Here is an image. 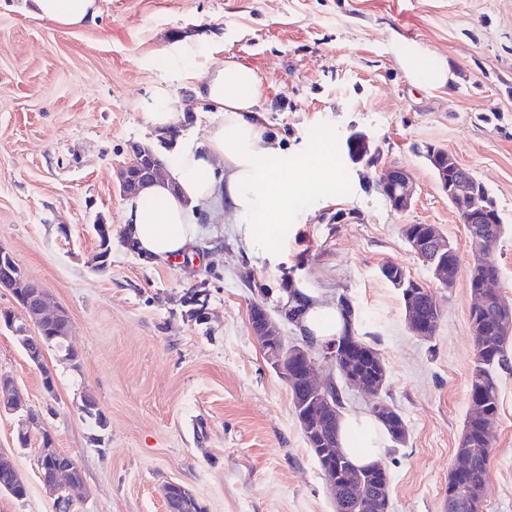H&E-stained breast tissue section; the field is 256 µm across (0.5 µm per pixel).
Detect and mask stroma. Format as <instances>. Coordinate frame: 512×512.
Listing matches in <instances>:
<instances>
[{
	"instance_id": "1",
	"label": "stroma",
	"mask_w": 512,
	"mask_h": 512,
	"mask_svg": "<svg viewBox=\"0 0 512 512\" xmlns=\"http://www.w3.org/2000/svg\"><path fill=\"white\" fill-rule=\"evenodd\" d=\"M187 37L209 63L232 58L264 74L263 124L289 154L334 147L336 196L298 208L282 263L248 251L217 209L201 213L186 260L149 264L129 244L119 167L134 144L172 154L170 136L142 116L141 96L168 87L186 115L183 136L203 138L214 119L171 74ZM414 46L444 59L453 80L415 84L399 60ZM356 133L376 166L350 157ZM428 144L452 153L495 201L508 228L491 255L496 288L512 302V0H103L94 23L74 30L32 17L24 0H0V248L68 312L78 353L72 366L47 351V393L0 325V375L44 423L21 449L19 414L0 412V450L27 485L21 499L0 492V512H58L38 474L45 431L82 470L69 512H164L170 482L206 512H334L288 385L249 324L263 308L286 342L301 343L280 314L293 284L328 303L351 296L385 362V399L408 428L383 459L391 512H448L475 360L473 299L467 231L418 154ZM393 165L416 184L403 212L378 187ZM99 222L112 228L101 269ZM409 224L435 225L454 244L453 288L410 251ZM389 261L432 291L441 309L433 338L409 330L401 294L380 272ZM193 290L204 303L197 316L186 301ZM497 378L483 512H512V369ZM87 394L105 428L80 412Z\"/></svg>"
}]
</instances>
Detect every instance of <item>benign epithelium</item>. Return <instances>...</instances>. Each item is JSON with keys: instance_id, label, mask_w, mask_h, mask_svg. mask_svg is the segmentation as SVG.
<instances>
[{"instance_id": "1", "label": "benign epithelium", "mask_w": 512, "mask_h": 512, "mask_svg": "<svg viewBox=\"0 0 512 512\" xmlns=\"http://www.w3.org/2000/svg\"><path fill=\"white\" fill-rule=\"evenodd\" d=\"M454 169V181H448V169L439 171V182L446 188L448 201L453 206L459 207V212L464 214L463 223L483 224L488 217L489 207L480 204L468 205L466 200L477 198L478 183L469 169L458 163L453 157H448ZM164 168V163L159 160L149 148L135 145L131 147L127 160L120 165L119 179L123 195L129 196L138 193L145 185L154 181ZM379 189L386 203L396 211H404L411 204L415 195V186L407 169L398 166L386 168L379 181ZM410 248L418 253L427 251L440 254L445 247V242L436 233L425 237H416L410 234L407 237ZM473 260L486 269L478 291L473 293L475 299L474 308L481 309L489 301L494 300L499 312V321L506 330H512V306L507 304L502 296L493 288L498 280V274L494 271V265L485 257L482 241L476 237L470 239ZM19 267L11 261L0 262V288L16 293L15 286L19 279ZM19 306L23 311L24 321L17 322L16 315L9 311L0 318L10 329H18L21 333L34 329L37 336L33 345L28 349L29 361L37 368L44 367L45 346L40 339L44 330L55 324L63 325L64 334L69 336L72 325L67 312L63 309L51 310L47 307L45 292L38 288L26 297L18 298ZM253 335L268 352V357L275 366L283 371L290 379L301 382L309 395L305 405L309 406L306 421L303 426L308 434L319 431L321 424L312 418L314 407L312 402H329L327 383L319 382L316 378L317 360L312 350L304 345L295 346L285 354L279 348L280 336L275 322L267 313L260 314L250 321ZM16 391L12 381L0 377V408L16 412L21 408V401L14 399ZM39 478L44 489L56 497L60 512H68L67 500L60 493L71 490L81 484V481L72 478L75 472H81L78 461L67 454L53 455L41 448L38 452ZM181 490V497L190 496V492L178 483H170L163 488V498L166 512H179L178 500L171 498L174 490Z\"/></svg>"}]
</instances>
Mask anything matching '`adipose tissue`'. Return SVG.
Here are the masks:
<instances>
[{
  "label": "adipose tissue",
  "instance_id": "adipose-tissue-1",
  "mask_svg": "<svg viewBox=\"0 0 512 512\" xmlns=\"http://www.w3.org/2000/svg\"><path fill=\"white\" fill-rule=\"evenodd\" d=\"M34 17L63 29L80 28L96 18L101 0H32ZM419 84L438 87L452 79L442 58L416 48L403 58ZM175 76L190 82L217 116L203 139L186 138L176 145L178 162L169 178L154 182L123 202V218L139 251L156 261L184 254L197 239L200 209L221 203L229 209L235 232L248 249L270 262L282 259L281 237L288 219L304 197H329L336 183V159L329 146L291 158L267 136L259 104L265 95L262 74L232 59L220 64L180 68ZM147 123L159 130L175 127L180 114L168 88L156 86L139 100ZM296 307L297 329L316 345L343 335L346 322L335 305L288 291ZM387 435L368 414H346L340 422L341 446L358 465L381 460Z\"/></svg>",
  "mask_w": 512,
  "mask_h": 512
}]
</instances>
